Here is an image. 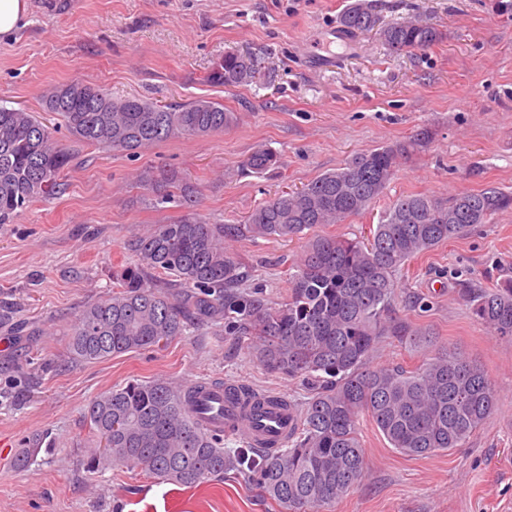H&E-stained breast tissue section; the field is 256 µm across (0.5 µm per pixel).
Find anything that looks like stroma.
I'll use <instances>...</instances> for the list:
<instances>
[{"label": "stroma", "instance_id": "stroma-1", "mask_svg": "<svg viewBox=\"0 0 512 512\" xmlns=\"http://www.w3.org/2000/svg\"><path fill=\"white\" fill-rule=\"evenodd\" d=\"M28 2L15 37L0 43V105L36 109L48 89L79 80L167 105L211 98L240 119L134 156L81 148L84 163L65 176L60 197L0 225V512H280L234 472L187 488L137 470L87 471L85 409L132 379L240 382L298 403L308 397L300 380L267 372L245 345L208 326L159 350L76 362L69 327L111 295L112 270L134 261L138 232L184 213L180 203L156 201L150 182L166 174L197 188L196 209L210 222L241 224L274 194L426 128L432 142L403 164L383 201L329 234L368 235L387 202L405 194L512 190V0H374L382 22L412 18L441 32L408 53L390 52L373 33L344 32L339 18L352 0ZM325 47L334 63L315 67ZM234 50L257 58L255 80L209 82L215 62ZM262 147L277 152L280 168L239 176ZM305 245L260 238L231 248L277 304L288 294L289 261ZM510 278L512 212L405 267L395 308L418 334L383 342L373 365L412 368L440 349L460 351L487 372L498 408L462 447L422 457L391 448L362 419L369 478L323 512H504L512 503V342L479 325L461 295L464 283ZM35 434L51 449L16 469Z\"/></svg>", "mask_w": 512, "mask_h": 512}]
</instances>
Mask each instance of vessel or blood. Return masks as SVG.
<instances>
[{
    "mask_svg": "<svg viewBox=\"0 0 512 512\" xmlns=\"http://www.w3.org/2000/svg\"><path fill=\"white\" fill-rule=\"evenodd\" d=\"M197 399L212 430L240 435L256 446L286 441L295 424L291 412L276 400L256 409L235 392L215 386L201 390Z\"/></svg>",
    "mask_w": 512,
    "mask_h": 512,
    "instance_id": "vessel-or-blood-1",
    "label": "vessel or blood"
}]
</instances>
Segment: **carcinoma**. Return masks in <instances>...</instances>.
Here are the masks:
<instances>
[{
  "label": "carcinoma",
  "mask_w": 512,
  "mask_h": 512,
  "mask_svg": "<svg viewBox=\"0 0 512 512\" xmlns=\"http://www.w3.org/2000/svg\"><path fill=\"white\" fill-rule=\"evenodd\" d=\"M340 25L350 33L374 31L396 53L441 38L437 28L417 20L381 23L369 0L350 4ZM256 74L250 53L229 51L209 80L236 86ZM41 107L64 122L69 140L56 137L36 111L0 106V224L61 192L64 174L81 165L77 144L136 154L221 132L238 120L218 101L165 106L114 99L81 81L50 89ZM431 139L423 129L358 154L301 189L258 204L242 224H212L190 205L176 220L137 234L129 244L136 260L118 266L112 295L86 306L70 328L72 359L107 360L210 324L247 341L269 372L305 381L311 396L292 405L297 424L284 447L230 450L186 414L184 386L163 378L130 380L87 406L97 442L87 469H139L182 487L234 471L287 512H320L369 476L358 437L361 415L411 457L449 452L478 431L498 399L487 374L468 358L446 349L412 369L373 367L370 359L387 339L419 335L392 313L406 263L512 211V191L400 196L365 242L315 233L291 264L290 291L277 306L263 287L245 286L242 262L226 246L247 238L286 241L364 213L384 197L403 161ZM279 165L275 153L259 149L241 162L240 172L264 174ZM462 294L478 324L512 341V280L488 289L465 286Z\"/></svg>",
  "instance_id": "1"
}]
</instances>
